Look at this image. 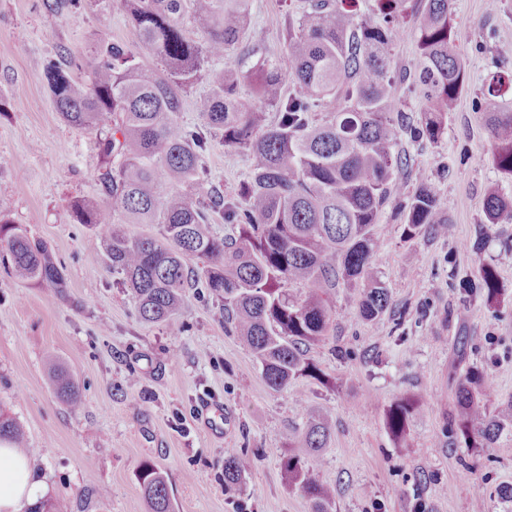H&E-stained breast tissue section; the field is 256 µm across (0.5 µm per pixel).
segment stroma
Wrapping results in <instances>:
<instances>
[{
	"mask_svg": "<svg viewBox=\"0 0 512 512\" xmlns=\"http://www.w3.org/2000/svg\"><path fill=\"white\" fill-rule=\"evenodd\" d=\"M302 6L253 0L243 49L256 45L286 61L288 15ZM453 11L466 35L468 84L448 116L447 138L409 146L404 185L412 191L424 177L438 184L448 234L404 239L400 220L383 210L375 265L393 311L363 320L352 291L337 288L330 332L309 348L321 378H298L277 393L238 337L225 332L208 289H187L183 314L169 323L141 322L107 270L98 236L71 217L69 201L103 196L96 134L61 120L44 66L104 40L131 41L126 12L112 0H81L57 13L46 0H0V197L11 202L9 223L46 242L67 274L65 288L48 293L0 266V410L22 425L36 449L35 473L67 512H146L138 471L147 462L164 475L174 512H311L282 461L308 418L324 413L335 417L336 431L315 462L336 493V512H473L479 498L485 512H512L497 495L512 484V435L491 448L448 439L457 336L467 335L497 401L512 398V256L500 250L512 224L495 226L482 254L468 248L486 188L498 179L481 89L490 72L512 67V0H500L493 14L487 0H454ZM204 161L229 192L248 167L216 144ZM483 261L499 274L502 296L493 306L456 286ZM53 362L69 372L81 407L59 402ZM405 397L416 404L396 440L384 414ZM205 403L223 407L227 430L205 429L198 416ZM229 448L248 449L253 460L232 489L224 486Z\"/></svg>",
	"mask_w": 512,
	"mask_h": 512,
	"instance_id": "stroma-1",
	"label": "stroma"
}]
</instances>
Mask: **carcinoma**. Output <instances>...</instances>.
<instances>
[{
  "mask_svg": "<svg viewBox=\"0 0 512 512\" xmlns=\"http://www.w3.org/2000/svg\"><path fill=\"white\" fill-rule=\"evenodd\" d=\"M129 15V43L103 41L80 59L89 81L73 78L65 63L49 61L44 76L57 112L71 126L92 129L103 163L98 181L106 200L70 202L77 224L95 232L112 274L120 276L146 324L181 315L185 289H209L221 302L224 330L253 354L262 379L275 392L316 374L307 347L327 336L332 322L329 290L357 291L365 320L391 307V295L374 267L382 246L376 232L380 212L392 207L403 220V236L422 231L448 234L451 223L438 187L426 179L405 195L400 175L410 157L399 151L404 137L439 143L448 135V113L467 85L454 22L453 0H419L416 21H404L406 0H376L381 20L360 16L357 0H308L288 18V68L262 61L243 71L234 58L249 37L252 0H117ZM415 35L419 58L411 70L392 68L389 51ZM154 58L157 67L141 62ZM223 62V67L213 62ZM209 90L196 100L203 127L180 118L184 94L202 77ZM257 81L260 104L244 101L238 86ZM395 84L420 89L424 107L411 122ZM290 92L281 93L283 87ZM489 102L485 124L492 164L512 183V69L484 82ZM228 151L249 161L246 178L231 193L213 182L204 163L206 132ZM10 203L0 199V263L22 280L49 290L66 286V267L26 229L3 221ZM484 219L471 244L482 250L494 224H512V192L502 183L484 197ZM233 224L238 234L217 236L211 224ZM126 224H154L158 233L129 234ZM306 289L302 297L290 288ZM466 293L497 301V269L483 263L475 279H462ZM61 402L80 405L66 370L53 367ZM456 410L449 439L467 448H491L512 432V401L490 410L487 369L469 361L465 339L456 347L451 376ZM410 411L398 404L386 413V428L406 431ZM331 416L310 419L299 447L282 462L288 485L309 501L311 512H330L333 491L312 462L334 432ZM30 455L19 422L0 411V440ZM252 467L249 454H224V485H240ZM150 512H173L163 475L146 466L140 473Z\"/></svg>",
  "mask_w": 512,
  "mask_h": 512,
  "instance_id": "carcinoma-1",
  "label": "carcinoma"
}]
</instances>
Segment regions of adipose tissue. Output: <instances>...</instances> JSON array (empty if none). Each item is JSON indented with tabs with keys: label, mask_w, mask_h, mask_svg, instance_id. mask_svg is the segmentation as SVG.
Segmentation results:
<instances>
[{
	"label": "adipose tissue",
	"mask_w": 512,
	"mask_h": 512,
	"mask_svg": "<svg viewBox=\"0 0 512 512\" xmlns=\"http://www.w3.org/2000/svg\"><path fill=\"white\" fill-rule=\"evenodd\" d=\"M47 487L36 477L27 456L16 449L0 448V512H20L45 497Z\"/></svg>",
	"instance_id": "1"
}]
</instances>
